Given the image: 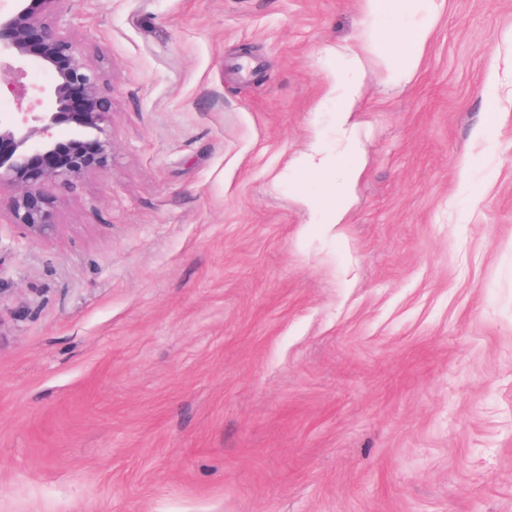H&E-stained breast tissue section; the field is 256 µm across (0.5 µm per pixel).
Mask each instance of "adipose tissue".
Returning a JSON list of instances; mask_svg holds the SVG:
<instances>
[{
  "label": "adipose tissue",
  "instance_id": "obj_1",
  "mask_svg": "<svg viewBox=\"0 0 512 512\" xmlns=\"http://www.w3.org/2000/svg\"><path fill=\"white\" fill-rule=\"evenodd\" d=\"M445 0H359L357 42L350 48H331L325 61L332 73L325 99L336 120V149L327 152L321 140H312L291 162L306 188L298 194L312 223H346L353 191L364 174L363 147L355 119L365 97L361 77L364 54L379 52L390 81L411 74L431 39Z\"/></svg>",
  "mask_w": 512,
  "mask_h": 512
}]
</instances>
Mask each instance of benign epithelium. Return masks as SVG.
I'll return each mask as SVG.
<instances>
[{"label":"benign epithelium","instance_id":"benign-epithelium-1","mask_svg":"<svg viewBox=\"0 0 512 512\" xmlns=\"http://www.w3.org/2000/svg\"><path fill=\"white\" fill-rule=\"evenodd\" d=\"M10 2L11 8H0V69L6 66L15 73L8 91L23 93L22 64L30 57L54 79L40 89L46 111L20 118L0 115V204L11 223L36 238H51L59 225L44 186L109 166L112 142L104 133L112 122V101L100 95L88 63L55 24L60 0H32L31 6L24 5L26 0ZM62 129L73 135L61 139L56 131Z\"/></svg>","mask_w":512,"mask_h":512}]
</instances>
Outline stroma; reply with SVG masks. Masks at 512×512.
<instances>
[{
    "label": "stroma",
    "mask_w": 512,
    "mask_h": 512,
    "mask_svg": "<svg viewBox=\"0 0 512 512\" xmlns=\"http://www.w3.org/2000/svg\"><path fill=\"white\" fill-rule=\"evenodd\" d=\"M54 20L112 161L46 185L56 237L0 218V512H512V0H446L399 84L365 58L336 233L287 163L358 0Z\"/></svg>",
    "instance_id": "35a3bbf8"
}]
</instances>
